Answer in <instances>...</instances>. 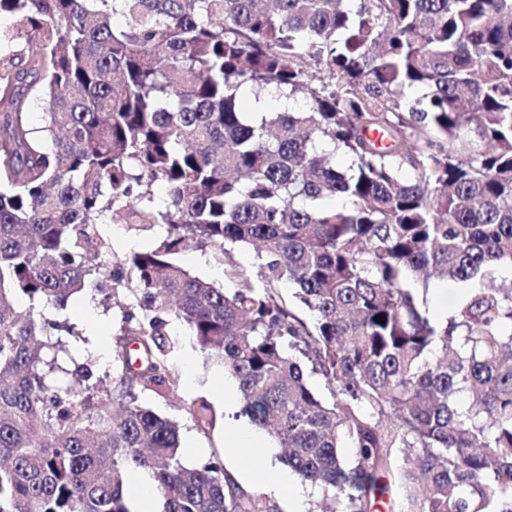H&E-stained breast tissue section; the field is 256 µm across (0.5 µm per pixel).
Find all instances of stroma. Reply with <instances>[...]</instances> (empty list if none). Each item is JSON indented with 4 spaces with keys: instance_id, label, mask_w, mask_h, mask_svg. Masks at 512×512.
<instances>
[{
    "instance_id": "35a3bbf8",
    "label": "stroma",
    "mask_w": 512,
    "mask_h": 512,
    "mask_svg": "<svg viewBox=\"0 0 512 512\" xmlns=\"http://www.w3.org/2000/svg\"><path fill=\"white\" fill-rule=\"evenodd\" d=\"M53 320L75 327V335L60 334V347L54 353L64 372L57 380L62 384L72 381L71 374L78 365L86 360L88 352L98 348H107L110 355H117L118 349L112 335V310L103 303H96L94 315H87L81 298L70 299L67 304L56 308ZM171 332L176 335L178 343L169 354V368L176 380L174 392H155L142 387H135L134 393L140 405L157 415L176 421L183 439L182 463L185 467H201L214 449H221L224 467L237 474L238 484L244 489L263 495L274 506L276 512H289L288 501L281 493L254 484L239 476V468L233 449L224 445V431L232 425L246 424V417L229 414L219 399L221 389L213 374L220 370L219 362L208 359L197 349L195 342L187 336L179 324H172ZM204 399L216 413V421L207 431H200L192 418L189 407L194 400Z\"/></svg>"
}]
</instances>
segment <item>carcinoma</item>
<instances>
[{"instance_id":"1","label":"carcinoma","mask_w":512,"mask_h":512,"mask_svg":"<svg viewBox=\"0 0 512 512\" xmlns=\"http://www.w3.org/2000/svg\"><path fill=\"white\" fill-rule=\"evenodd\" d=\"M3 14L28 38L0 52V512H130V468L165 512H272L218 455L186 468L178 424L130 397L176 387L173 320L322 512L392 493L404 512H512V282L495 277L512 266V0H0ZM245 90L304 105L250 117ZM112 222L164 234L115 258ZM237 247L257 265L225 269L229 288L176 261ZM441 280L473 283L444 320L426 298ZM82 293L112 302L119 390L48 380L61 325L37 307ZM189 411L215 421L204 399Z\"/></svg>"}]
</instances>
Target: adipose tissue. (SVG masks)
Returning a JSON list of instances; mask_svg holds the SVG:
<instances>
[{
	"mask_svg": "<svg viewBox=\"0 0 512 512\" xmlns=\"http://www.w3.org/2000/svg\"><path fill=\"white\" fill-rule=\"evenodd\" d=\"M224 439L227 447L236 449L240 456L247 459L249 472L259 484L288 493L294 505L293 512H302L301 496L295 487V475L270 465L266 457L265 443L256 432L235 425L225 432Z\"/></svg>",
	"mask_w": 512,
	"mask_h": 512,
	"instance_id": "ef3b65f1",
	"label": "adipose tissue"
}]
</instances>
